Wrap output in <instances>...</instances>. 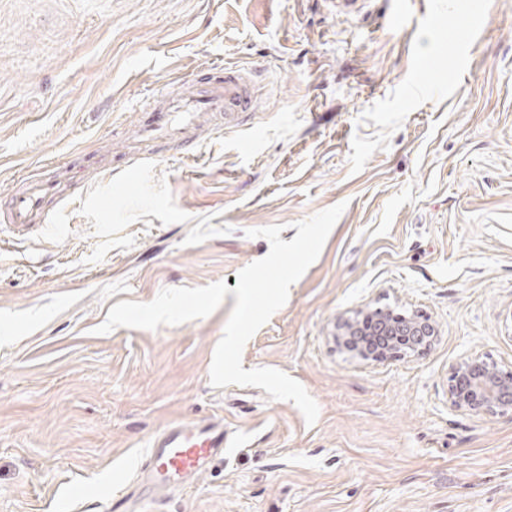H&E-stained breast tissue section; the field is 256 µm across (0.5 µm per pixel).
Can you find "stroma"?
I'll return each instance as SVG.
<instances>
[{"label": "stroma", "instance_id": "35a3bbf8", "mask_svg": "<svg viewBox=\"0 0 512 512\" xmlns=\"http://www.w3.org/2000/svg\"><path fill=\"white\" fill-rule=\"evenodd\" d=\"M477 15L471 41L460 19ZM251 72L247 125L197 157L78 185L51 226L0 223V512H104L151 436L223 422L222 460L111 512H512V417L448 405V374L512 362V0H0V193L77 148L113 147L171 81ZM345 210L242 367L297 380L307 424L258 387H213L247 230ZM225 282L211 315L98 333L122 301ZM438 328L362 366L329 334L363 305Z\"/></svg>", "mask_w": 512, "mask_h": 512}]
</instances>
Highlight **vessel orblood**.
<instances>
[{
  "label": "vessel or blood",
  "mask_w": 512,
  "mask_h": 512,
  "mask_svg": "<svg viewBox=\"0 0 512 512\" xmlns=\"http://www.w3.org/2000/svg\"><path fill=\"white\" fill-rule=\"evenodd\" d=\"M256 92L249 74L225 68L218 83H189L184 89L166 84L149 94L139 108L131 135L125 136L119 158L124 164L127 185L137 182V160L147 158L158 141H165L184 154L195 153L201 140L197 134L202 116L213 119L214 129L245 125L254 108ZM115 158L102 154L75 152L59 163L53 176L39 181H22L0 212V222L25 231L50 223L68 199L70 186L112 169ZM226 436L218 421L174 422L150 438L138 466L140 493L154 499L158 493L177 489L188 479L206 471L223 457Z\"/></svg>",
  "instance_id": "vessel-or-blood-1"
}]
</instances>
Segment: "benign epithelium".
<instances>
[{
  "instance_id": "7a95c632",
  "label": "benign epithelium",
  "mask_w": 512,
  "mask_h": 512,
  "mask_svg": "<svg viewBox=\"0 0 512 512\" xmlns=\"http://www.w3.org/2000/svg\"><path fill=\"white\" fill-rule=\"evenodd\" d=\"M438 337L436 325L424 313L365 305L336 316L331 339L336 351L372 366L420 356ZM448 403L473 416L512 415V364L480 354L460 359L450 369Z\"/></svg>"
}]
</instances>
